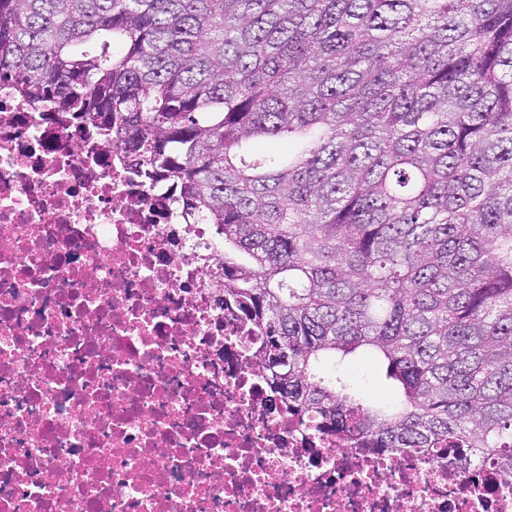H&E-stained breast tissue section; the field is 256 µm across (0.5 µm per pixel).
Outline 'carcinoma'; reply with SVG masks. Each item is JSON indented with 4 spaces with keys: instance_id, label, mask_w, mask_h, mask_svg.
Returning a JSON list of instances; mask_svg holds the SVG:
<instances>
[{
    "instance_id": "obj_1",
    "label": "carcinoma",
    "mask_w": 512,
    "mask_h": 512,
    "mask_svg": "<svg viewBox=\"0 0 512 512\" xmlns=\"http://www.w3.org/2000/svg\"><path fill=\"white\" fill-rule=\"evenodd\" d=\"M0 83L218 228L290 415L512 475V0H0ZM346 373L374 400H386L392 396V387L379 366L367 357L357 356L348 365Z\"/></svg>"
}]
</instances>
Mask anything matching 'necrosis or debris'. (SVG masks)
Wrapping results in <instances>:
<instances>
[{
  "mask_svg": "<svg viewBox=\"0 0 512 512\" xmlns=\"http://www.w3.org/2000/svg\"><path fill=\"white\" fill-rule=\"evenodd\" d=\"M0 84V512H512V476L292 418L214 225Z\"/></svg>",
  "mask_w": 512,
  "mask_h": 512,
  "instance_id": "obj_1",
  "label": "necrosis or debris"
}]
</instances>
